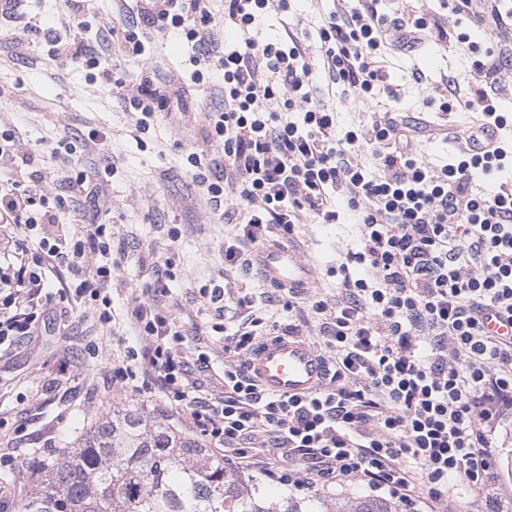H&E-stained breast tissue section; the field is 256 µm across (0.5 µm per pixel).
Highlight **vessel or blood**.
Segmentation results:
<instances>
[{
  "label": "vessel or blood",
  "mask_w": 512,
  "mask_h": 512,
  "mask_svg": "<svg viewBox=\"0 0 512 512\" xmlns=\"http://www.w3.org/2000/svg\"><path fill=\"white\" fill-rule=\"evenodd\" d=\"M265 280L288 288L305 287L313 276L311 267L290 248L270 242L256 255ZM328 365L305 338L273 336L261 340L247 361V371L263 389L291 396H305L322 385Z\"/></svg>",
  "instance_id": "1"
}]
</instances>
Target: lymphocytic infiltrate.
I'll list each match as a JSON object with an SVG mask.
<instances>
[{"label": "lymphocytic infiltrate", "instance_id": "obj_1", "mask_svg": "<svg viewBox=\"0 0 512 512\" xmlns=\"http://www.w3.org/2000/svg\"><path fill=\"white\" fill-rule=\"evenodd\" d=\"M96 0H69L67 21L43 31L47 55L97 69L102 82L147 133L159 113L184 103L180 86L160 76L146 47L177 36L188 48L190 86L220 96L204 109L208 149L188 152L187 171L221 223L224 274L251 262L250 250L272 240L288 244L301 216L319 224L349 214L359 232L331 273L341 294L315 299L311 311L336 356L319 391L295 397L255 384L246 359L260 337L295 333L267 321L240 296L244 315L224 338V394L197 396V384L175 349L182 336L160 304L170 275L155 269L135 297L131 316L146 344L135 364L116 377L133 392L162 399L168 416L192 428L241 466L262 465L270 481L310 489L317 483L361 486L398 500L401 512H454L463 487L482 512H505L498 493V430L512 419V181H486L512 164L503 132L500 73L512 67V0H441L440 12L393 16L380 0H342L316 34L294 22L267 32L269 10L287 15L289 0H120L124 21L108 31V47L140 57L134 83L115 78L107 51L91 37ZM468 31L448 28L449 18ZM223 39H215L216 28ZM316 39L317 53L307 51ZM470 53L469 78L456 101H441L434 120L420 122L393 109L396 84L381 59L437 40ZM351 97L364 114L336 131V112L323 96ZM473 112L472 124L452 127L453 107ZM460 139L470 150L454 162H433L423 138ZM370 146L373 169L358 159ZM77 147L60 138L54 155L68 192L48 196L31 176L30 153L11 131H0V223L54 228V238L9 241L0 282V344L29 334L50 276L83 271L77 293L101 300L118 263L106 225L83 227L71 243L60 229L76 201L111 213L112 198L86 171L73 169ZM275 464H264V457Z\"/></svg>", "mask_w": 512, "mask_h": 512}]
</instances>
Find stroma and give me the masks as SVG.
I'll use <instances>...</instances> for the list:
<instances>
[{
  "instance_id": "stroma-1",
  "label": "stroma",
  "mask_w": 512,
  "mask_h": 512,
  "mask_svg": "<svg viewBox=\"0 0 512 512\" xmlns=\"http://www.w3.org/2000/svg\"><path fill=\"white\" fill-rule=\"evenodd\" d=\"M41 40L22 35L20 44H0V130H12L27 142L32 167L50 174L57 167L52 149L62 132L87 137L89 130L109 131L103 152L113 156V174H99L112 193V243L119 268L112 275V320L102 324L84 318L85 301L74 293L80 274L63 271L47 293L49 301L32 335L0 345V486L11 489L8 512L40 487L44 463L71 447L95 420L113 408L136 405L150 420L165 416L151 398L127 390L115 380V368L126 365L129 352L143 346L131 324L133 298L153 278L151 254L170 262L172 291L165 308L181 326L177 346L189 368L198 355L210 367L198 372L203 392L224 389V335L238 319L219 315L202 289L220 288L225 303L249 292L264 314L290 320L302 336L329 355L319 324L310 313L315 297L335 299L339 291L329 270L338 254L353 242L352 224H317L302 216L296 249L313 269V287L299 295V306L287 312L271 300V289L254 270L236 274L235 287L224 285V224L198 198L184 172L183 151L203 145L207 129L197 106L162 113L148 133L135 131L136 116L103 84L97 70L61 65L40 47ZM400 86L399 107L410 116L425 111V98L442 90L444 79L465 84L469 60L454 47L432 45L387 58ZM51 194L66 186L51 179ZM177 239H170V231Z\"/></svg>"
}]
</instances>
